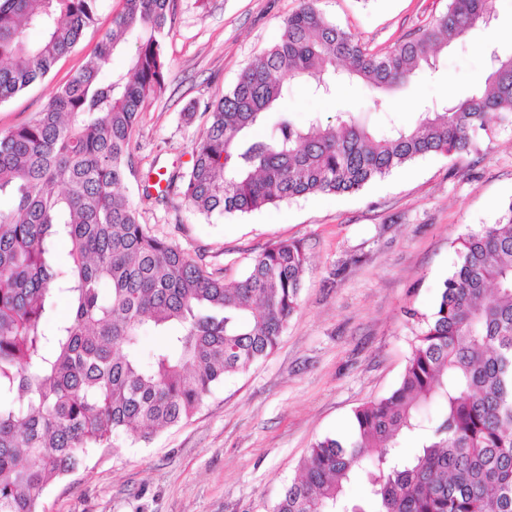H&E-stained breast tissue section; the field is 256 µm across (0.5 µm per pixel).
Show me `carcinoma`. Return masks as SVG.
<instances>
[{
  "label": "carcinoma",
  "mask_w": 512,
  "mask_h": 512,
  "mask_svg": "<svg viewBox=\"0 0 512 512\" xmlns=\"http://www.w3.org/2000/svg\"><path fill=\"white\" fill-rule=\"evenodd\" d=\"M99 2L0 0V103L48 77L95 26ZM496 17L497 0H448L379 54L301 0L279 41L206 106L191 165L167 187L182 183L206 215L249 214L469 152L512 119V48L491 49L485 87L431 102L411 126L369 112L297 121L284 101L290 80L322 98L346 79L388 94ZM175 22V0H123L45 108L0 132V196L13 200L0 211V512H39L49 484L89 450L189 418L225 376L273 352L298 307L310 266L300 243L267 246L226 283L152 235L120 191L140 112L165 86ZM130 39L134 54L112 71ZM456 254L430 310L408 312L417 331L399 385L354 411L351 439L313 443L271 512H512V203ZM60 299L70 312L55 322ZM145 330L165 336L147 363Z\"/></svg>",
  "instance_id": "1"
}]
</instances>
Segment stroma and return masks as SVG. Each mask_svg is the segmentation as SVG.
Wrapping results in <instances>:
<instances>
[{
    "instance_id": "stroma-1",
    "label": "stroma",
    "mask_w": 512,
    "mask_h": 512,
    "mask_svg": "<svg viewBox=\"0 0 512 512\" xmlns=\"http://www.w3.org/2000/svg\"><path fill=\"white\" fill-rule=\"evenodd\" d=\"M166 38L164 89L147 99L133 136L134 164L123 189L150 231L210 272L233 282L270 243L298 241L311 263L299 307L274 352L226 377L188 420L150 442L121 437L89 452L50 485L45 512H270L299 474L308 448L348 437L361 404L398 384L416 327L407 312L430 310L456 260L458 240L498 222L512 204V126L462 155H429L350 193L301 197L244 216L202 215L181 186L166 203L142 198L155 171L186 170L208 103L276 43L299 0H175ZM448 0H318L327 20L373 51L392 49L446 11ZM122 0H102L98 22L50 76L0 105V131L48 103L110 29ZM512 47V0H498L492 30L449 47L434 74L397 91L385 119L413 124L425 103L482 86L491 45ZM286 105L298 119L375 112L372 95L340 84L335 98L294 87Z\"/></svg>"
}]
</instances>
